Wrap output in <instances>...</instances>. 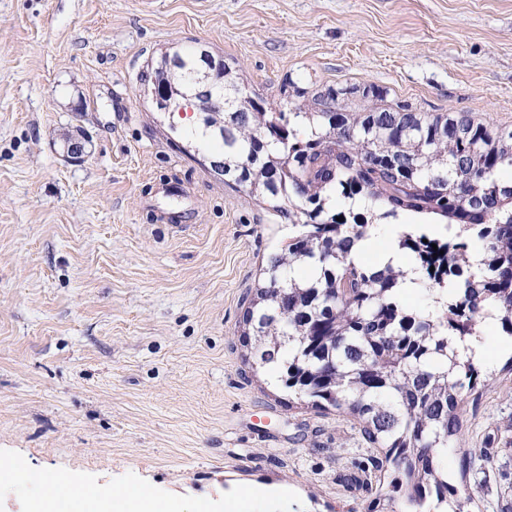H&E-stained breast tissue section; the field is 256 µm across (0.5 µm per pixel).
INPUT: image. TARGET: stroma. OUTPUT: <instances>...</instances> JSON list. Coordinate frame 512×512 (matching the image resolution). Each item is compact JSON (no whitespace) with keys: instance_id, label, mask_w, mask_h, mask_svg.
Listing matches in <instances>:
<instances>
[{"instance_id":"35a3bbf8","label":"stroma","mask_w":512,"mask_h":512,"mask_svg":"<svg viewBox=\"0 0 512 512\" xmlns=\"http://www.w3.org/2000/svg\"><path fill=\"white\" fill-rule=\"evenodd\" d=\"M199 48L271 104L288 81L374 85L512 126V0H0V462L17 472L0 512L47 469L175 512H370L396 474L242 343L288 222L191 156L145 92L163 53ZM481 334L491 378L440 467L467 512H512V373L498 324ZM465 449L482 463L463 469Z\"/></svg>"}]
</instances>
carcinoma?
Segmentation results:
<instances>
[{
	"label": "carcinoma",
	"mask_w": 512,
	"mask_h": 512,
	"mask_svg": "<svg viewBox=\"0 0 512 512\" xmlns=\"http://www.w3.org/2000/svg\"><path fill=\"white\" fill-rule=\"evenodd\" d=\"M188 67L156 81L188 92ZM348 95L362 99L346 112ZM224 180L288 220L243 316L244 343L288 396L351 417L385 449L400 477L388 504L404 512H463L439 461L461 431L460 404L482 374L456 345L495 313L512 338V129L465 114L428 116L386 106L373 86L313 95L281 90L276 112H221L198 99ZM408 216L411 223L398 222ZM391 229L412 268L356 262L352 247ZM441 253H435L432 245ZM411 280L428 302L408 308Z\"/></svg>",
	"instance_id": "obj_1"
}]
</instances>
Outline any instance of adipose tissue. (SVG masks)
<instances>
[{
	"instance_id": "ef3b65f1",
	"label": "adipose tissue",
	"mask_w": 512,
	"mask_h": 512,
	"mask_svg": "<svg viewBox=\"0 0 512 512\" xmlns=\"http://www.w3.org/2000/svg\"><path fill=\"white\" fill-rule=\"evenodd\" d=\"M25 512H172V507L140 487H126L104 496L88 486L75 501L53 492L31 499Z\"/></svg>"
}]
</instances>
